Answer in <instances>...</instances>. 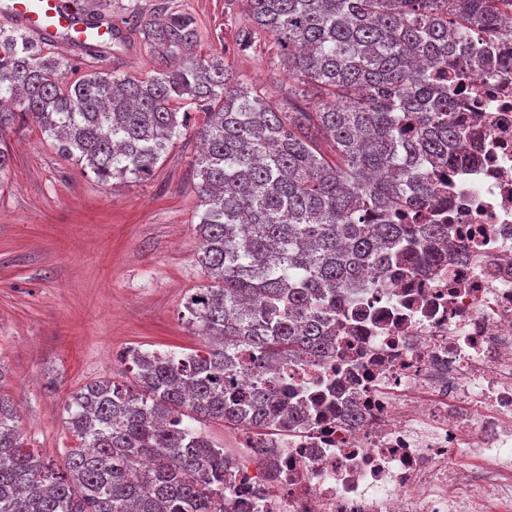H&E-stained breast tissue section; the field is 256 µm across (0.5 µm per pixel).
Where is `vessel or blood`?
Returning a JSON list of instances; mask_svg holds the SVG:
<instances>
[{"label": "vessel or blood", "instance_id": "1", "mask_svg": "<svg viewBox=\"0 0 512 512\" xmlns=\"http://www.w3.org/2000/svg\"><path fill=\"white\" fill-rule=\"evenodd\" d=\"M0 13L36 41L105 49L119 38V25L93 20L65 0H0Z\"/></svg>", "mask_w": 512, "mask_h": 512}]
</instances>
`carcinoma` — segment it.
Masks as SVG:
<instances>
[{"instance_id": "obj_1", "label": "carcinoma", "mask_w": 512, "mask_h": 512, "mask_svg": "<svg viewBox=\"0 0 512 512\" xmlns=\"http://www.w3.org/2000/svg\"><path fill=\"white\" fill-rule=\"evenodd\" d=\"M244 49L271 39L297 86L282 106L198 53L195 17L165 11L139 34L162 69L145 78L79 68L15 28L0 30V134L30 121L107 185L151 176L191 109L205 121L195 158L202 211L195 255L208 282L183 319L204 348L126 350L135 387L91 382L65 402L77 446L64 469L40 456L0 394V512H230L235 465L193 426L247 423L264 437L297 420L271 388H224L239 365L263 377L333 353L351 291L371 268L432 269L448 224H403L435 195L461 134L448 50L501 31L512 59V0H247ZM320 98L315 111L301 97Z\"/></svg>"}]
</instances>
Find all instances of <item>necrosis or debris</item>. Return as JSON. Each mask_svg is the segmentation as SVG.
<instances>
[{"instance_id":"1","label":"necrosis or debris","mask_w":512,"mask_h":512,"mask_svg":"<svg viewBox=\"0 0 512 512\" xmlns=\"http://www.w3.org/2000/svg\"><path fill=\"white\" fill-rule=\"evenodd\" d=\"M463 56L447 261L365 272L331 359L273 373L301 420L260 466L240 428L234 512H512V67Z\"/></svg>"}]
</instances>
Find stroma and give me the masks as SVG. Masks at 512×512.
Returning <instances> with one entry per match:
<instances>
[{
	"label": "stroma",
	"mask_w": 512,
	"mask_h": 512,
	"mask_svg": "<svg viewBox=\"0 0 512 512\" xmlns=\"http://www.w3.org/2000/svg\"><path fill=\"white\" fill-rule=\"evenodd\" d=\"M79 3L122 25V44L101 55L118 74L141 79L157 70L128 19L151 20L162 3L197 19L200 51L223 56L239 81L275 102L288 99L293 81L276 47L239 46L245 0ZM204 119L191 111L148 180L107 185L63 157L34 124L0 135L11 155L0 180V393L19 409L29 447L56 465L75 445L65 401L96 380L133 383L120 362L127 347L183 355L203 346L181 311L207 281L195 261V132Z\"/></svg>",
	"instance_id": "35a3bbf8"
}]
</instances>
